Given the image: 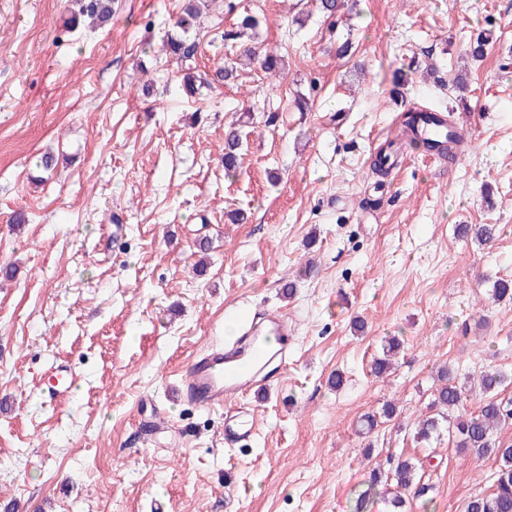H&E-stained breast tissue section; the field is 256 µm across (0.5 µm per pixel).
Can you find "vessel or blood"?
<instances>
[{
    "label": "vessel or blood",
    "instance_id": "obj_1",
    "mask_svg": "<svg viewBox=\"0 0 512 512\" xmlns=\"http://www.w3.org/2000/svg\"><path fill=\"white\" fill-rule=\"evenodd\" d=\"M429 141H444L448 135V117L427 112L419 126ZM267 334L249 327L243 340L235 345H214L192 358L182 375L183 395L202 409L226 408L224 437L235 442L251 436L254 418L247 408L236 407L238 398L269 386L275 358H287L291 330L287 321L274 312L263 317Z\"/></svg>",
    "mask_w": 512,
    "mask_h": 512
}]
</instances>
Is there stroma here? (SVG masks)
<instances>
[{
    "instance_id": "stroma-1",
    "label": "stroma",
    "mask_w": 512,
    "mask_h": 512,
    "mask_svg": "<svg viewBox=\"0 0 512 512\" xmlns=\"http://www.w3.org/2000/svg\"><path fill=\"white\" fill-rule=\"evenodd\" d=\"M182 5L114 0L107 25L68 31L71 0H0V266L17 268L0 282V512H349L373 468L427 454L432 489L408 512H463L497 461L412 425L440 367L512 374V301L491 297L512 279V0H348L330 19L314 0H211L190 97L163 49ZM248 13L284 74L218 82ZM408 107L450 112L473 148L450 162L397 141ZM233 124L247 141L228 176ZM466 224L497 225L494 247ZM267 310L295 330L288 368L230 446L223 411L176 384L231 317ZM56 364L81 382L50 401ZM389 402L397 417L358 434Z\"/></svg>"
}]
</instances>
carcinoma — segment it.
I'll list each match as a JSON object with an SVG mask.
<instances>
[{
    "label": "carcinoma",
    "mask_w": 512,
    "mask_h": 512,
    "mask_svg": "<svg viewBox=\"0 0 512 512\" xmlns=\"http://www.w3.org/2000/svg\"><path fill=\"white\" fill-rule=\"evenodd\" d=\"M77 10L65 22L72 29L87 17L105 24L112 19V0H76ZM199 0H186L181 14L174 23L179 33L166 43L167 54L180 67L191 70L195 65L199 43L187 34L199 25ZM259 26L257 17L247 14L239 30L224 34L226 40H242ZM261 65L269 75L278 76L283 69L282 57L274 52L265 53ZM242 138L239 129L232 127L225 134L224 171L229 174L238 165ZM462 234L473 235L482 245L488 246L497 238L494 224L464 226ZM439 386L433 394L431 413L422 417L415 428L414 439L429 442L447 433L462 452L479 458L493 456L499 463L495 489L491 493H473L465 506V512H512V445L498 440L497 428L512 418V398L499 397V391L509 385L508 376L501 371H484L479 375V389L485 398L477 412L461 411L466 387L458 384L451 371L443 369L438 376ZM396 413L394 404L383 406L379 415L367 414L360 420L359 428L364 434L378 426V418L387 420ZM431 491L424 480L423 463L411 458L389 459V468L373 472L366 488L353 498L350 512H366L369 502L377 497L385 501L390 512H404L407 501L423 499Z\"/></svg>",
    "instance_id": "1"
}]
</instances>
